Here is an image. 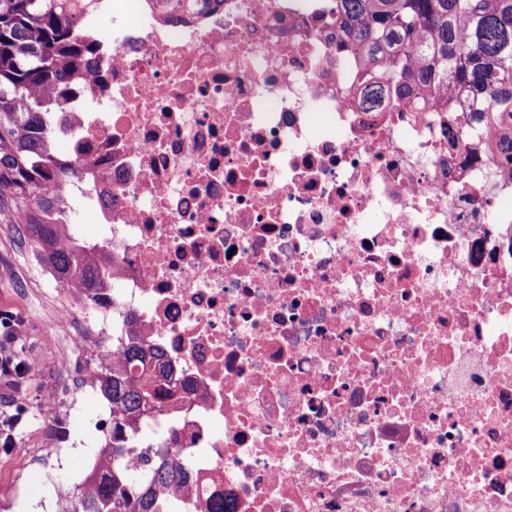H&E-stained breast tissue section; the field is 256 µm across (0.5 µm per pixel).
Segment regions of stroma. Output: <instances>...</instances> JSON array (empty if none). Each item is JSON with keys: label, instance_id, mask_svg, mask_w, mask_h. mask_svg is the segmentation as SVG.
<instances>
[{"label": "stroma", "instance_id": "obj_1", "mask_svg": "<svg viewBox=\"0 0 512 512\" xmlns=\"http://www.w3.org/2000/svg\"><path fill=\"white\" fill-rule=\"evenodd\" d=\"M40 267L32 245L19 243L12 225L0 224V312H10L20 321L16 349L35 361L21 383L0 379V409L7 405L24 409L26 420L13 448H0V512H46L56 490L72 483L67 470H41L22 482L14 473L19 462L29 460L46 445L49 419L42 406L44 386L66 361L84 366L94 348L92 342L70 335L51 320V311L67 303L68 292L61 283L41 276ZM106 409L100 393L85 395L68 428L57 430L58 441L81 452L89 418Z\"/></svg>", "mask_w": 512, "mask_h": 512}]
</instances>
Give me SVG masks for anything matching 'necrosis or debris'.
Wrapping results in <instances>:
<instances>
[{
	"label": "necrosis or debris",
	"mask_w": 512,
	"mask_h": 512,
	"mask_svg": "<svg viewBox=\"0 0 512 512\" xmlns=\"http://www.w3.org/2000/svg\"><path fill=\"white\" fill-rule=\"evenodd\" d=\"M333 0H105L49 115L68 244L158 344L168 512H512V167L459 104H360Z\"/></svg>",
	"instance_id": "obj_1"
}]
</instances>
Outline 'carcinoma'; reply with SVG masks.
Instances as JSON below:
<instances>
[{
	"label": "carcinoma",
	"mask_w": 512,
	"mask_h": 512,
	"mask_svg": "<svg viewBox=\"0 0 512 512\" xmlns=\"http://www.w3.org/2000/svg\"><path fill=\"white\" fill-rule=\"evenodd\" d=\"M99 0H0V224H17L41 264L70 293L98 298L101 268L62 243L64 168L49 150L50 98L86 65L84 29ZM342 34L359 55L363 102L374 108L435 93L462 95L472 122L512 162V0H336ZM95 384L105 399L112 454L96 458L64 512H165L158 492L181 469L140 430L171 398L160 348L129 330Z\"/></svg>",
	"instance_id": "obj_1"
}]
</instances>
